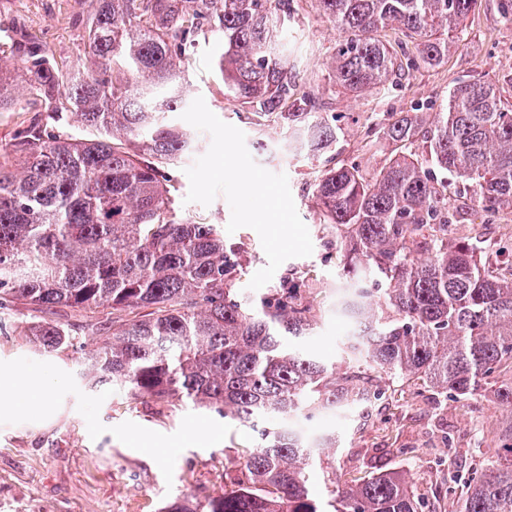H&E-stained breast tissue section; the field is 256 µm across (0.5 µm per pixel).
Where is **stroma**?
Instances as JSON below:
<instances>
[{"instance_id": "obj_1", "label": "stroma", "mask_w": 512, "mask_h": 512, "mask_svg": "<svg viewBox=\"0 0 512 512\" xmlns=\"http://www.w3.org/2000/svg\"><path fill=\"white\" fill-rule=\"evenodd\" d=\"M499 4L478 0L441 66L356 97L332 78L330 58L340 39L334 23L316 0H292L286 44L297 89L318 112L342 117L337 149L317 157L283 142L277 124L250 120L245 105L220 91L214 64L221 47L199 38L183 82L185 109L173 118L198 136L200 150L163 170L176 183V214L218 225L225 240L245 243L247 262L237 280L245 295L258 296L288 273L312 282L320 307L314 335L304 343L312 353L334 358L343 331L332 312L336 234L321 227L314 198L319 170L330 162H381L392 146L370 125L422 104L440 110L457 80L494 81L512 100V26L501 23ZM91 14L89 0H0V75L12 85L26 78L16 47L25 38L68 68L83 69ZM34 123L74 140L98 137L75 114L47 116L16 94L0 110V148H13L19 131ZM477 236L511 238L512 221L469 211L451 226L448 241ZM112 318L108 309L22 302L0 310V389L21 394L20 402L0 404V512H162L184 495L200 501L221 495L239 474L254 443L250 428L207 408L145 403L80 377L84 352L111 335ZM44 321L72 326L69 349L46 356L26 343L24 328ZM506 416L489 396L455 401L418 382H390L381 399L344 415L302 416L295 425L312 438L337 435V443L325 446L337 485L395 469L410 474L415 495L432 512H458L460 491L449 488L448 474L480 469Z\"/></svg>"}]
</instances>
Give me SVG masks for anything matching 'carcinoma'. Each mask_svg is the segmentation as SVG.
<instances>
[{"label": "carcinoma", "mask_w": 512, "mask_h": 512, "mask_svg": "<svg viewBox=\"0 0 512 512\" xmlns=\"http://www.w3.org/2000/svg\"><path fill=\"white\" fill-rule=\"evenodd\" d=\"M478 0H317L342 33L332 57L337 87L357 96L393 77L432 69ZM87 65L67 74L37 44L21 55L22 90L41 109L73 112L102 138L86 142L27 128L22 171L0 150V308L24 301L125 314L112 338L86 353L81 375L145 402L206 407L258 433L224 494L190 496L166 512H424L408 474L379 472L336 487L317 446L284 425L368 397L362 381H421L469 398L512 371V257L480 239L448 245V181L462 205L512 215V102L496 83L457 81L425 122L392 112L394 146L370 171H319L320 220L336 232L342 285L336 316L346 327L339 361L291 339L311 337L316 316L289 274L253 304L240 297V243L214 224L176 217L175 185L161 169L196 151L197 138L170 118L184 108L182 74L197 38L223 41L216 66L225 93L272 119L286 139L317 156L339 142L340 116L296 96L281 33L290 0H91ZM396 30L401 39L382 38ZM426 144L435 171L413 151ZM374 287L364 288L365 281ZM151 308V317L137 310ZM36 351L72 345L71 330L44 322L23 331ZM509 411L495 454L462 484L458 512H512V379L492 391ZM328 470L327 498L309 471Z\"/></svg>", "instance_id": "carcinoma-1"}]
</instances>
